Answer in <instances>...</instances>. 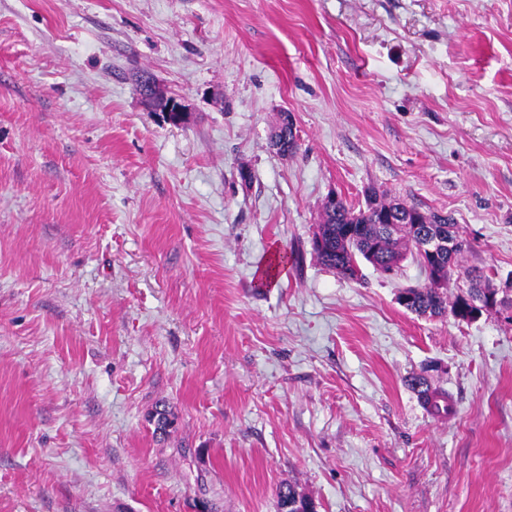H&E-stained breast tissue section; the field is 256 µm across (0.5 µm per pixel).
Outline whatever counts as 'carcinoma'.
Listing matches in <instances>:
<instances>
[{
  "label": "carcinoma",
  "instance_id": "cac0c4a2",
  "mask_svg": "<svg viewBox=\"0 0 512 512\" xmlns=\"http://www.w3.org/2000/svg\"><path fill=\"white\" fill-rule=\"evenodd\" d=\"M432 232L454 241L453 249L443 252L434 262L422 249L423 240ZM314 238L322 242L320 246L312 245L317 260L348 279L353 278L349 271L363 262L388 274L399 267L406 255H413L425 275V282L405 289L409 298L405 309L419 316L443 317L455 313L467 297L477 299L496 293L490 280L480 272L462 268L460 257L466 241L451 217L435 211L422 212L397 199L379 200L370 196L365 206L358 209L341 199L335 208L322 211ZM437 271L446 281L458 274L474 282L475 286L466 291V296L458 295L450 303L444 293L433 287V275ZM408 386L431 414L448 412L446 391L417 375L409 378ZM277 497L279 512H307L311 505V501L298 497L290 485L280 487Z\"/></svg>",
  "mask_w": 512,
  "mask_h": 512
}]
</instances>
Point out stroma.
Instances as JSON below:
<instances>
[{"label": "stroma", "mask_w": 512, "mask_h": 512, "mask_svg": "<svg viewBox=\"0 0 512 512\" xmlns=\"http://www.w3.org/2000/svg\"><path fill=\"white\" fill-rule=\"evenodd\" d=\"M369 190L512 278V0H0V512H512V321L322 266ZM407 382L409 388L417 394L421 404L431 414L439 415L445 412V415H450L454 412V404L448 400V393L445 390L432 387L430 382L422 376H412ZM297 496L300 498V505L295 506ZM277 497L280 512H298L300 510L308 512L307 509L312 504L311 501L298 494L291 485L280 487Z\"/></svg>", "instance_id": "1"}]
</instances>
